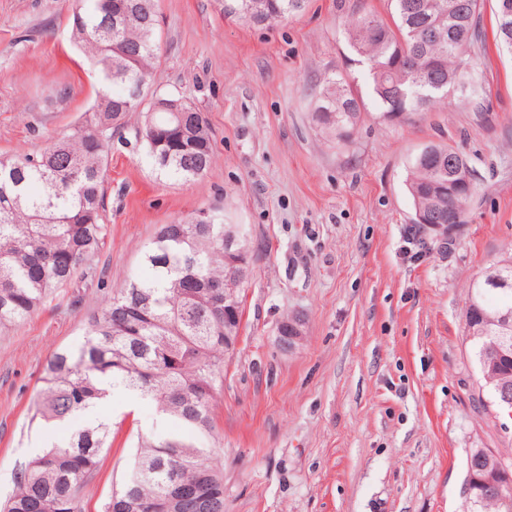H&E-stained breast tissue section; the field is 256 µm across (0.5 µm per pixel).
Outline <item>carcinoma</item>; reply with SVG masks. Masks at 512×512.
<instances>
[{
	"label": "carcinoma",
	"instance_id": "obj_1",
	"mask_svg": "<svg viewBox=\"0 0 512 512\" xmlns=\"http://www.w3.org/2000/svg\"><path fill=\"white\" fill-rule=\"evenodd\" d=\"M390 0L392 22L357 8L348 29L351 52L368 66L377 118L394 121L446 103L453 88L483 111L484 94L468 50L482 41L485 0H462L463 11L437 20L415 3ZM497 34L512 49V27ZM305 0H225V12L270 25L300 11ZM74 40L97 70V100L85 119L37 156L0 158V333L39 309L69 283L104 240L103 196L114 133L145 112L140 134L164 175L191 181L214 162L212 133L203 112L180 93H149L157 57V0H76ZM141 86L129 102L126 89ZM365 102L343 74L327 81L318 124L336 142H351ZM408 191L414 212L440 224H462L476 192L466 156L428 144L414 157ZM148 275L113 290L84 324L78 351L62 349L47 361L31 423L49 429L125 389L178 425L167 435L134 434V454L121 484L101 512H224V473L216 451L215 406L224 391V366L242 323L243 288L236 314L224 316L231 273L224 256V217L211 224H161L143 251ZM465 322L491 405L512 413L502 390L512 391V255L468 284ZM112 447V421L89 423L62 445L52 444L13 476L3 512H83V499L103 451ZM480 476L497 475L499 454L474 448ZM466 512H512L476 481Z\"/></svg>",
	"mask_w": 512,
	"mask_h": 512
}]
</instances>
